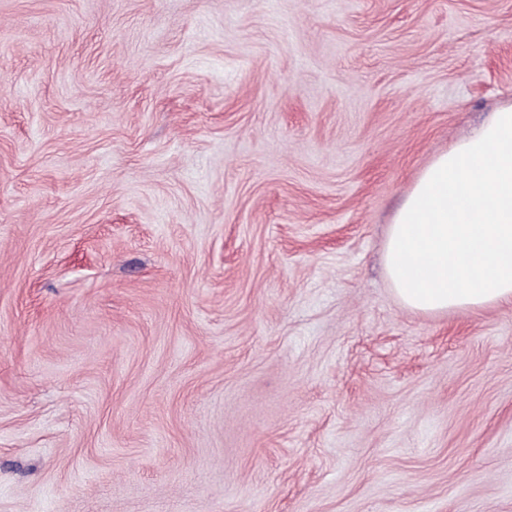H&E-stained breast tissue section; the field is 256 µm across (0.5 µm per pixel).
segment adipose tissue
I'll list each match as a JSON object with an SVG mask.
<instances>
[{"instance_id":"ef3b65f1","label":"adipose tissue","mask_w":512,"mask_h":512,"mask_svg":"<svg viewBox=\"0 0 512 512\" xmlns=\"http://www.w3.org/2000/svg\"><path fill=\"white\" fill-rule=\"evenodd\" d=\"M384 268L413 311L512 303V104L421 172L392 218Z\"/></svg>"}]
</instances>
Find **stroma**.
Returning <instances> with one entry per match:
<instances>
[{"instance_id":"obj_1","label":"stroma","mask_w":512,"mask_h":512,"mask_svg":"<svg viewBox=\"0 0 512 512\" xmlns=\"http://www.w3.org/2000/svg\"><path fill=\"white\" fill-rule=\"evenodd\" d=\"M512 103V0H0V512H512V304L380 265Z\"/></svg>"}]
</instances>
